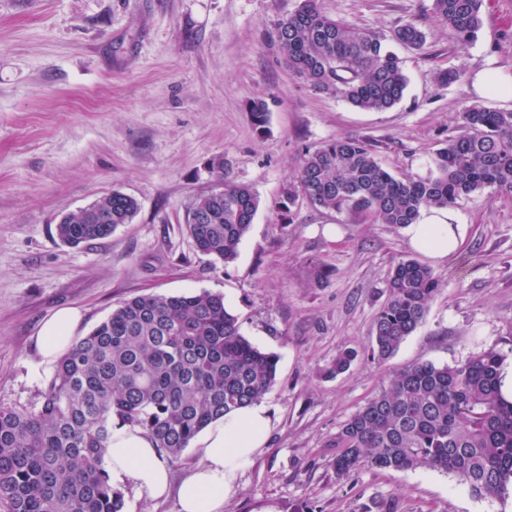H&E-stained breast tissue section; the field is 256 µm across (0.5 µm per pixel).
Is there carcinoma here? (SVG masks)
I'll return each mask as SVG.
<instances>
[{
	"mask_svg": "<svg viewBox=\"0 0 512 512\" xmlns=\"http://www.w3.org/2000/svg\"><path fill=\"white\" fill-rule=\"evenodd\" d=\"M482 0H432L434 15L461 43L482 26ZM288 69L313 89L354 106L386 111L408 80L394 42L418 47L425 34L408 21L385 35L300 0L276 25ZM257 131L269 103L251 102ZM457 134L431 156L428 175L396 178L359 139L330 140L304 154L281 204L302 197L327 211L403 227L423 207H446L477 190L512 192V112L473 106ZM210 169L217 188L192 204L187 230L196 249L228 264L237 255L260 202L245 185L224 180V159ZM137 200L121 192L63 214L67 244L102 239L132 221ZM438 292L432 271L402 259L386 283L367 351L345 348L327 375L358 360L381 364L422 324ZM503 355L485 350L453 366L412 364L336 433L332 461L340 478L364 467L452 474L477 497L503 498L512 487V403L499 390ZM277 356L251 344L219 293L149 294L118 305L57 360L45 387L24 405L0 404V506L4 512H124L105 449L112 428L136 426L174 462L224 414L261 400L276 380Z\"/></svg>",
	"mask_w": 512,
	"mask_h": 512,
	"instance_id": "carcinoma-1",
	"label": "carcinoma"
}]
</instances>
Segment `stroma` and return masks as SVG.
Returning a JSON list of instances; mask_svg holds the SVG:
<instances>
[{
    "mask_svg": "<svg viewBox=\"0 0 512 512\" xmlns=\"http://www.w3.org/2000/svg\"><path fill=\"white\" fill-rule=\"evenodd\" d=\"M330 16L387 34L416 21L421 48L397 47L408 86L383 112L313 90L286 66L277 22L299 0H0V402L33 400L52 373L37 349L62 307L89 334L120 302L146 294L220 293L241 333L278 357L264 397L268 442L241 472L224 512H512V495L479 498L452 474L363 468L337 477L341 426L398 370L452 365L488 349L512 359V193L457 200L470 229L445 261L423 323L383 364L334 378L336 354L372 343L386 278L416 257L403 229L366 223L280 190L303 152L352 137L399 178L422 174L471 105L496 108L470 81L485 65L512 75V0H483L476 38L458 43L432 0H318ZM452 69L463 82L438 85ZM269 103L264 133L249 105ZM260 205L236 260L198 252L187 215L216 178ZM119 191L139 211L111 236L70 247L59 214Z\"/></svg>",
    "mask_w": 512,
    "mask_h": 512,
    "instance_id": "1",
    "label": "stroma"
}]
</instances>
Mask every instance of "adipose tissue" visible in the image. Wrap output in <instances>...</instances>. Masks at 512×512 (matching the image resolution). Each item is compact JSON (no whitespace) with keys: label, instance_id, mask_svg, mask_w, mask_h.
Instances as JSON below:
<instances>
[{"label":"adipose tissue","instance_id":"1","mask_svg":"<svg viewBox=\"0 0 512 512\" xmlns=\"http://www.w3.org/2000/svg\"><path fill=\"white\" fill-rule=\"evenodd\" d=\"M469 226L454 208L422 209L405 233L412 248L435 261L448 259L464 245ZM81 315L78 309H58L38 333L42 363L52 364L71 345ZM270 417L267 408L253 403L225 414L207 426L198 439L201 459L171 484L167 462L154 442L129 425L114 428L106 463L117 488L133 485L153 498L176 494L179 512H222L236 490L240 472L249 467L259 448L266 445Z\"/></svg>","mask_w":512,"mask_h":512}]
</instances>
